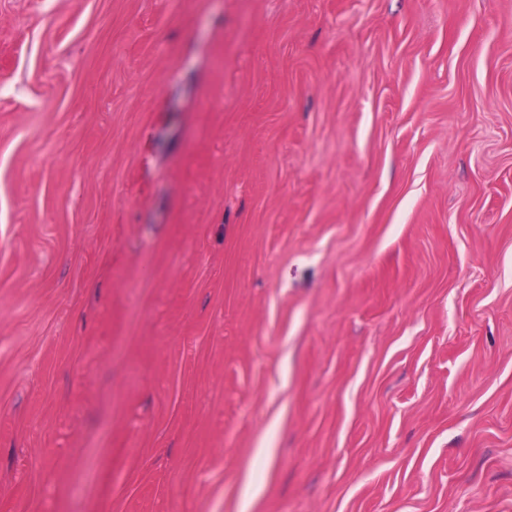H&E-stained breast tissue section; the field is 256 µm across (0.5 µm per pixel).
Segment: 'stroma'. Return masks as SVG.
I'll use <instances>...</instances> for the list:
<instances>
[{"label":"stroma","mask_w":512,"mask_h":512,"mask_svg":"<svg viewBox=\"0 0 512 512\" xmlns=\"http://www.w3.org/2000/svg\"><path fill=\"white\" fill-rule=\"evenodd\" d=\"M0 512H512V0H0Z\"/></svg>","instance_id":"obj_1"}]
</instances>
